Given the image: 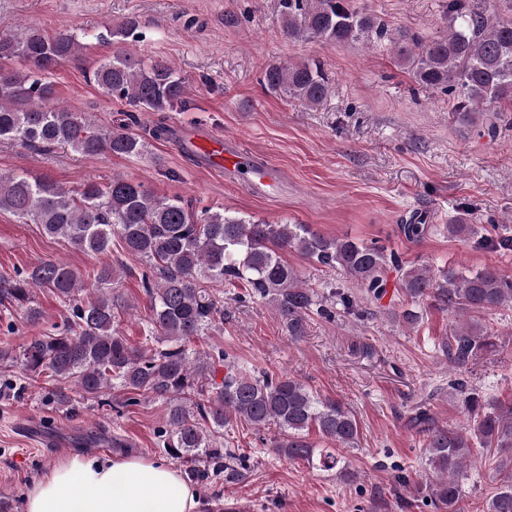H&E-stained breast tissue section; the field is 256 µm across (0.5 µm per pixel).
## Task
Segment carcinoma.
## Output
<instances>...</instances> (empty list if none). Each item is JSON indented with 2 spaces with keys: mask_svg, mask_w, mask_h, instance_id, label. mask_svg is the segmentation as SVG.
Here are the masks:
<instances>
[{
  "mask_svg": "<svg viewBox=\"0 0 512 512\" xmlns=\"http://www.w3.org/2000/svg\"><path fill=\"white\" fill-rule=\"evenodd\" d=\"M276 2L291 41H389L397 64L419 88L454 98L453 112L461 122L475 125V113L483 107L512 104V18L497 16L488 0H448V35L429 41L391 32L373 14L354 9L350 0ZM111 35L126 47L93 71L98 86L145 111L186 106L184 82L175 67L129 48L142 39L137 20L125 19ZM82 48L78 33L49 35L33 25L0 35V60L24 63L21 70L0 67V142L43 151L60 147L83 156L140 157L148 152L149 140L169 138L171 129L163 121L141 136L123 126H100L55 103L46 75ZM262 82L308 108L330 93L317 63H271ZM2 211L39 224L45 234L64 237L84 252H108L117 239L146 267L142 285L150 302V335L158 347L136 346L119 330L121 303L113 290L120 272L115 267L82 275L64 262L45 259L9 277L0 275V305L20 309L37 323L42 312L34 292L42 288L67 307L68 316L56 334L30 339L17 355L0 350V360L18 364L32 379L44 375L71 381L86 398L97 399L117 383L127 391L126 406L138 404L141 394L165 402L162 450L185 463L186 477L200 484L221 477L226 484L247 479L243 457L221 442L224 429L239 422L258 432L276 430L271 443L278 453L321 470H344L339 451L354 447L359 437L358 422L344 405L321 398L300 380L256 375L217 346L189 347L196 337L224 324L220 289H236L232 300L240 304L268 300L288 337L298 339L312 311L332 319L338 306L353 314L361 300H381L387 293V268L397 269L406 302L431 301L462 318L441 351L456 369L448 378V395L461 403L468 424L448 428L427 407L417 408L410 423L433 479L421 486L407 473L395 479L414 488L435 512H463L458 476L482 449L492 454L498 481L484 512H512V395L488 400L465 378L470 364L498 352L500 345L479 321H463L471 313L511 308V275L491 266L467 272L449 266L433 275L426 266L404 265L397 253L374 243L327 238L308 224H272L199 210L191 200L159 197L123 178L89 181L73 193L44 177L0 174ZM430 229L417 214L399 225L412 242ZM292 249L323 267L342 270L357 293L326 297L304 287L298 271L280 256ZM312 430L330 447L308 441Z\"/></svg>",
  "mask_w": 512,
  "mask_h": 512,
  "instance_id": "1",
  "label": "carcinoma"
}]
</instances>
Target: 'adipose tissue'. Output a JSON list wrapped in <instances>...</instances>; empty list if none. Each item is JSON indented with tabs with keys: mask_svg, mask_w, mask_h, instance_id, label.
Segmentation results:
<instances>
[{
	"mask_svg": "<svg viewBox=\"0 0 512 512\" xmlns=\"http://www.w3.org/2000/svg\"><path fill=\"white\" fill-rule=\"evenodd\" d=\"M199 491L144 456L71 452L28 489L25 512H196Z\"/></svg>",
	"mask_w": 512,
	"mask_h": 512,
	"instance_id": "adipose-tissue-1",
	"label": "adipose tissue"
}]
</instances>
